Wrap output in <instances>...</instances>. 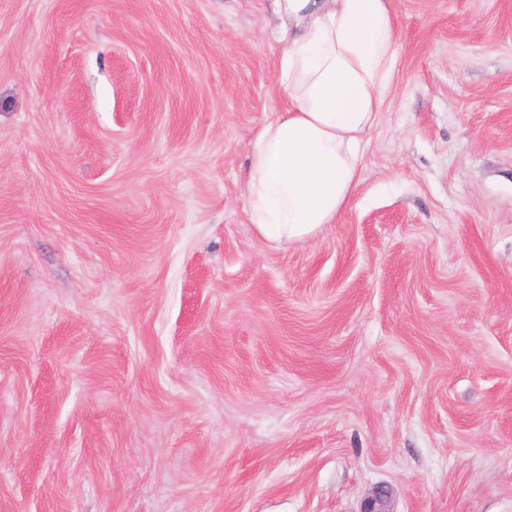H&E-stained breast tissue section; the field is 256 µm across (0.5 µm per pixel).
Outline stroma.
Masks as SVG:
<instances>
[{
	"instance_id": "1",
	"label": "stroma",
	"mask_w": 512,
	"mask_h": 512,
	"mask_svg": "<svg viewBox=\"0 0 512 512\" xmlns=\"http://www.w3.org/2000/svg\"><path fill=\"white\" fill-rule=\"evenodd\" d=\"M334 224L242 188L272 0H0V512H512V0H391ZM391 495L387 488L379 486L363 500L359 512H393L390 506Z\"/></svg>"
}]
</instances>
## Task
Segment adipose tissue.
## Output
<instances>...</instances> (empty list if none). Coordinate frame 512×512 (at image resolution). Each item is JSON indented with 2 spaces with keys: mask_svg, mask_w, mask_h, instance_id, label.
I'll list each match as a JSON object with an SVG mask.
<instances>
[{
  "mask_svg": "<svg viewBox=\"0 0 512 512\" xmlns=\"http://www.w3.org/2000/svg\"><path fill=\"white\" fill-rule=\"evenodd\" d=\"M282 107L255 134L245 210L281 244L335 223L360 183L397 63L390 0H274Z\"/></svg>",
  "mask_w": 512,
  "mask_h": 512,
  "instance_id": "1",
  "label": "adipose tissue"
}]
</instances>
